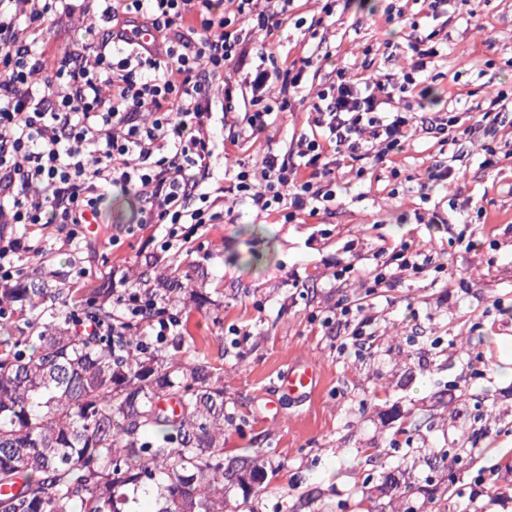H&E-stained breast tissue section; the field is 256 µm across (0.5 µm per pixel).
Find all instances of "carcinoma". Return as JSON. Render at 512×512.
Listing matches in <instances>:
<instances>
[{
    "mask_svg": "<svg viewBox=\"0 0 512 512\" xmlns=\"http://www.w3.org/2000/svg\"><path fill=\"white\" fill-rule=\"evenodd\" d=\"M0 286V512H224L267 489L262 449L224 459V387L213 381L210 342L171 336L140 351L141 336L112 343L76 320L112 324V284L65 288L47 265ZM389 500L407 496L381 473Z\"/></svg>",
    "mask_w": 512,
    "mask_h": 512,
    "instance_id": "obj_1",
    "label": "carcinoma"
}]
</instances>
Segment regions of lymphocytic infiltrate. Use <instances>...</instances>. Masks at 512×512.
<instances>
[{"label": "lymphocytic infiltrate", "instance_id": "obj_1", "mask_svg": "<svg viewBox=\"0 0 512 512\" xmlns=\"http://www.w3.org/2000/svg\"><path fill=\"white\" fill-rule=\"evenodd\" d=\"M292 0H0V285L23 272L26 236L36 226L61 224L75 241L89 221H100L109 197L125 199L130 221L112 227L120 245L153 228L159 252L184 247L215 224L234 223L236 206L277 224L331 213L336 172L356 177L404 152L416 132L437 144L492 136L512 116V91H498L493 110L459 127L456 116L416 117L411 98L426 99L427 82L441 54L439 30L409 37L410 68L401 76L364 80L336 66L330 84L313 97L305 129L285 152L217 175L221 143L244 148L274 127L301 99L310 70L328 54L289 58L278 34ZM97 9L100 31L50 46L48 23L75 11ZM259 62L244 65L250 55ZM224 87L223 100L211 95ZM222 126L223 139L214 128ZM448 276L439 252L414 240L380 249L365 269L337 264L332 279L363 277L370 296L403 274ZM144 275L112 269V336L130 331L159 346L179 335L182 312ZM311 321L342 333L340 351L372 348V320L362 304L338 298L330 316ZM512 460L470 475V499L512 500Z\"/></svg>", "mask_w": 512, "mask_h": 512}]
</instances>
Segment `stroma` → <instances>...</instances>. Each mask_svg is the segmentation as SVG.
Returning <instances> with one entry per match:
<instances>
[{
  "instance_id": "obj_1",
  "label": "stroma",
  "mask_w": 512,
  "mask_h": 512,
  "mask_svg": "<svg viewBox=\"0 0 512 512\" xmlns=\"http://www.w3.org/2000/svg\"><path fill=\"white\" fill-rule=\"evenodd\" d=\"M390 0H336V22L310 30L320 0H294L282 44L290 57L315 48L332 53L335 62L364 76L397 73L407 67L404 54L385 60L386 43H404L410 30L384 26L378 18ZM493 32L478 33L476 23ZM434 84L438 96L454 107L461 123L479 108L489 107L494 92L512 87V0H459L448 23V52L439 57ZM303 112L283 115L273 140L258 139L245 149L226 148L217 169L233 168L267 149L285 150L292 133L306 123ZM503 157L487 168L479 143L465 144L464 175L451 186L456 208L449 221L432 228L415 223L416 177L439 156V147L417 136L393 164H381L342 194L334 216L310 217L301 224H260L251 214L236 223L218 224L194 244L193 253L161 254L156 273L171 274L193 264L187 291L178 295L186 311V334L211 342L214 375L224 385V401L233 421L224 425V454L246 448L265 449L274 473L257 512H363L380 497L376 454H396L412 482L463 476L472 467L512 457V381L497 373V338L512 339V316L495 313V303L512 306V229L480 223L478 211L512 214V126L500 131ZM403 177L397 198L385 187L391 169ZM105 225L88 227L77 245H68L59 226L32 234L34 247L45 249L54 267L68 270L70 282L95 288L113 266L142 271L146 267L148 231L136 232L113 246L112 220L125 221L122 202L111 203ZM468 221L473 240L455 243L460 221ZM429 242L451 255L447 282L403 277L387 297L374 299L376 341L361 357L340 354V340L328 335L310 313L331 308L339 297L356 300L365 289L355 279L330 286L336 262L366 265L377 249L404 238ZM203 288L214 301L199 310L191 290ZM417 320H408L409 311ZM248 336L232 347L230 326ZM307 359L322 366L323 382L302 403L282 400L278 419L260 409L274 393V380L287 361ZM413 421L421 428L395 440L396 429ZM482 432L485 455L459 459L449 455L451 442ZM445 451L432 467L430 451ZM366 481L364 501L352 495Z\"/></svg>"
}]
</instances>
